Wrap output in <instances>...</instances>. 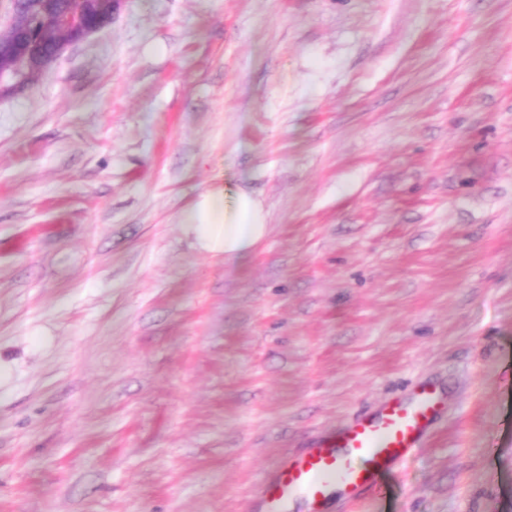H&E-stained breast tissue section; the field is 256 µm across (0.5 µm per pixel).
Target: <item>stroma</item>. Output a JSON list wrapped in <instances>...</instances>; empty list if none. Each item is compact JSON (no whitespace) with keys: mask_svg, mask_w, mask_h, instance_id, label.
Here are the masks:
<instances>
[{"mask_svg":"<svg viewBox=\"0 0 512 512\" xmlns=\"http://www.w3.org/2000/svg\"><path fill=\"white\" fill-rule=\"evenodd\" d=\"M218 188L246 258L181 222ZM419 382L326 512H512V0H120L0 96V512H246ZM182 224L191 228L207 253L224 258L246 257L268 234V213L254 197L237 194L231 204L224 192L208 193L189 210ZM446 406L440 388L419 384L359 416L335 437L313 440L304 452L286 457L259 489L260 512H288L298 497L308 512H324L336 489L346 500L359 498L376 483L377 473L419 448Z\"/></svg>","mask_w":512,"mask_h":512,"instance_id":"stroma-1","label":"stroma"}]
</instances>
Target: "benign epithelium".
I'll return each mask as SVG.
<instances>
[{
	"label": "benign epithelium",
	"mask_w": 512,
	"mask_h": 512,
	"mask_svg": "<svg viewBox=\"0 0 512 512\" xmlns=\"http://www.w3.org/2000/svg\"><path fill=\"white\" fill-rule=\"evenodd\" d=\"M119 0H101L96 10L104 13L102 20L89 23L87 17L66 11L58 14L35 12L30 16L31 27L50 38L63 26L70 30V38L60 41L47 52L38 39L26 40L19 36L12 41H0V95L13 93L33 83L49 69L71 45L85 40L112 21V13Z\"/></svg>",
	"instance_id": "1"
}]
</instances>
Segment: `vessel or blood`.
Returning a JSON list of instances; mask_svg holds the SVG:
<instances>
[{"label": "vessel or blood", "instance_id": "b4317fda", "mask_svg": "<svg viewBox=\"0 0 512 512\" xmlns=\"http://www.w3.org/2000/svg\"><path fill=\"white\" fill-rule=\"evenodd\" d=\"M447 406L438 387L423 383L350 422L333 437L313 440L307 449L286 457L259 489L261 512H288L295 498L309 512H323L333 490L357 499L376 475L419 448Z\"/></svg>", "mask_w": 512, "mask_h": 512}]
</instances>
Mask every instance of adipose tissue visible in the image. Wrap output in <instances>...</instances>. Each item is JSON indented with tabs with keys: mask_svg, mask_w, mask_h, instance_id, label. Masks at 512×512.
Returning a JSON list of instances; mask_svg holds the SVG:
<instances>
[{
	"mask_svg": "<svg viewBox=\"0 0 512 512\" xmlns=\"http://www.w3.org/2000/svg\"><path fill=\"white\" fill-rule=\"evenodd\" d=\"M202 249L227 258L246 257L268 234V214L254 197L237 194L225 203L220 191L208 193L182 219Z\"/></svg>",
	"mask_w": 512,
	"mask_h": 512,
	"instance_id": "adipose-tissue-1",
	"label": "adipose tissue"
}]
</instances>
